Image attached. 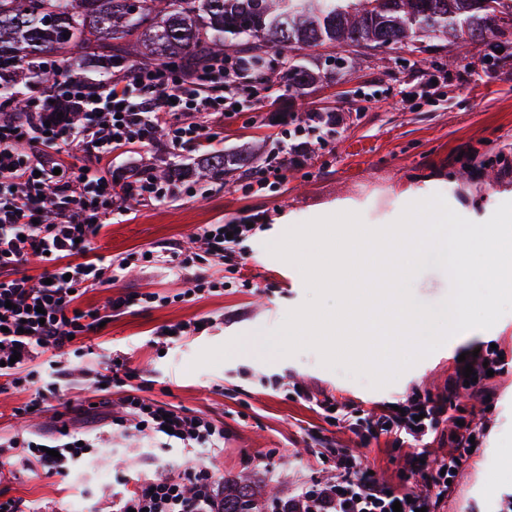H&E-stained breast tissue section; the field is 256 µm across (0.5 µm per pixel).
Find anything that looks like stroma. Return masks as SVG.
Masks as SVG:
<instances>
[{
	"label": "stroma",
	"instance_id": "obj_1",
	"mask_svg": "<svg viewBox=\"0 0 512 512\" xmlns=\"http://www.w3.org/2000/svg\"><path fill=\"white\" fill-rule=\"evenodd\" d=\"M484 53L481 47L459 49L433 38L425 51H360L356 64L345 69L336 65L345 49L325 45L299 53L301 64L323 72L322 82L292 93L279 72L267 71L261 82L274 99L209 121L222 152L249 149L256 155L251 168L232 171L220 183L195 181L192 171L200 154L192 146L138 148L118 158L106 172L114 182L146 163L156 172L174 170L177 189L101 230L97 253L125 270L116 287L90 290L82 304L101 307L119 291L151 292L155 298L106 319L83 338L82 349L69 355L75 373L50 407L21 418L15 410L29 393L0 392V437L63 424L96 444L64 476L27 464L24 449H16L0 459V493L22 500L28 512H72L77 502L82 512H110L113 494L135 488L143 478L142 458H149L160 476L182 463L178 449L163 438L113 434V406L125 391H96L95 380L116 354L138 370L142 396L223 422V450L198 449L194 461L210 464L223 477L253 476L280 501L297 486L331 475L332 458L320 455L324 439L350 447L358 442L335 419L300 402L294 383L333 397L337 410L366 418L378 408L439 393L461 354L492 345L504 359V370L489 381L494 394L490 409L479 417L482 446L452 476L444 512H502L512 501V473L501 468L504 453L512 449V312L490 329L446 342L379 389L344 368L325 367L313 350L287 357L236 353L216 365L194 364L205 349L266 335L289 310L313 299L299 269L266 249L287 228L336 212L357 213L367 224L390 223L414 192L442 195L456 213L477 223L512 201V57L488 69ZM405 82L414 97L403 102L398 92ZM342 107L347 113L336 131L308 130L309 113ZM304 133L311 141L310 159L281 178L259 182L278 140ZM250 215L255 227L237 246L248 257L246 265L233 268L200 258L193 264V273L209 283L205 296L181 299L189 287L186 279L139 259L147 248L169 252L179 244L192 246L203 225L237 223ZM411 289L416 303L434 307L448 295L450 281L431 261ZM195 319L208 320V328L155 343L162 326ZM405 452L385 437L362 448L365 464L391 484L403 478Z\"/></svg>",
	"mask_w": 512,
	"mask_h": 512
}]
</instances>
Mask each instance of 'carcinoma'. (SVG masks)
<instances>
[{
  "instance_id": "cac0c4a2",
  "label": "carcinoma",
  "mask_w": 512,
  "mask_h": 512,
  "mask_svg": "<svg viewBox=\"0 0 512 512\" xmlns=\"http://www.w3.org/2000/svg\"><path fill=\"white\" fill-rule=\"evenodd\" d=\"M0 0V58L22 67L82 51L126 66L142 54L174 69L198 67L234 51L255 68L268 50L282 59L288 91L298 93L320 77L294 60V52L324 44L377 49L405 46L415 33L485 43L512 35V0ZM70 33L64 37V33ZM120 44L114 45L112 41ZM43 83L78 75L71 61L36 70ZM249 156L229 164L221 152L198 165L199 181L224 179L252 165ZM265 492L249 475L224 479V512H264Z\"/></svg>"
}]
</instances>
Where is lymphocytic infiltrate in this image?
<instances>
[{
  "mask_svg": "<svg viewBox=\"0 0 512 512\" xmlns=\"http://www.w3.org/2000/svg\"><path fill=\"white\" fill-rule=\"evenodd\" d=\"M240 83L239 68L229 54L193 73L136 64L96 87L70 78L40 97L26 98L18 112L12 109L16 96L0 101L8 108L0 116V380L18 389L35 374H46L50 382L34 391L30 408L46 404L71 377L73 369L62 357L73 337L97 328L105 315L150 300L146 294H118L108 298L100 314L80 303L103 284L112 267L106 256L93 254V241L102 225L123 213L122 196L135 195L150 204L164 195L145 172L114 189L100 175V165H111L113 155L131 147L152 145L160 134L175 148L200 139V118L231 112L240 104ZM78 153L87 161L82 171L73 161ZM49 183L55 186L51 196L44 191ZM49 211L54 221H46ZM249 230L246 224H207L197 237L206 254L223 264L234 258L239 239ZM40 251L52 265L46 278L20 275V267ZM489 357L485 350L468 357L473 383L455 370L440 395L415 400L401 412L384 407L368 421L372 439L386 435L409 445L405 481L390 485L370 474L351 449L336 448L335 476L290 495L281 502V512H393L397 501L402 512L422 507L441 512L449 488L441 471L463 466L472 455L470 437L478 432L473 421L458 420L456 400L465 390L486 404L490 389L484 362ZM120 408L112 419L118 430L145 437L163 434L185 449L224 445L223 426L207 415L132 394L121 399ZM443 423L450 434L449 451L435 456L430 446ZM93 446L92 440L57 428L36 440L0 439V455L21 447L29 463L62 475ZM223 485L211 467L190 464L181 477L145 479L113 500L112 512H221Z\"/></svg>",
  "mask_w": 512,
  "mask_h": 512,
  "instance_id": "lymphocytic-infiltrate-1",
  "label": "lymphocytic infiltrate"
}]
</instances>
